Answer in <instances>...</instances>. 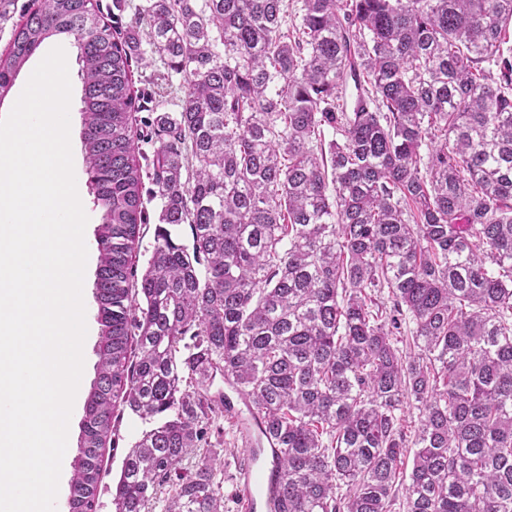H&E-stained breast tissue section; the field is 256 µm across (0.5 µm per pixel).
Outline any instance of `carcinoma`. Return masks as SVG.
<instances>
[{
    "mask_svg": "<svg viewBox=\"0 0 512 512\" xmlns=\"http://www.w3.org/2000/svg\"><path fill=\"white\" fill-rule=\"evenodd\" d=\"M301 11L146 0L145 44L92 0L13 25L0 101L51 38L81 64L99 342L69 512H96L119 402L156 425L115 512H224L218 376L281 449L278 512H512V0ZM155 57L185 97L150 113L149 156L131 61ZM154 186L148 179H144V188H143V198L146 202V207L150 216V224L143 228V237L140 239L138 248L136 249V258L135 260V268L137 269V274H141L146 265L147 260L150 255V251L153 245L154 231L157 222V201L153 200L151 202H147L150 199L151 191Z\"/></svg>",
    "mask_w": 512,
    "mask_h": 512,
    "instance_id": "carcinoma-1",
    "label": "carcinoma"
}]
</instances>
